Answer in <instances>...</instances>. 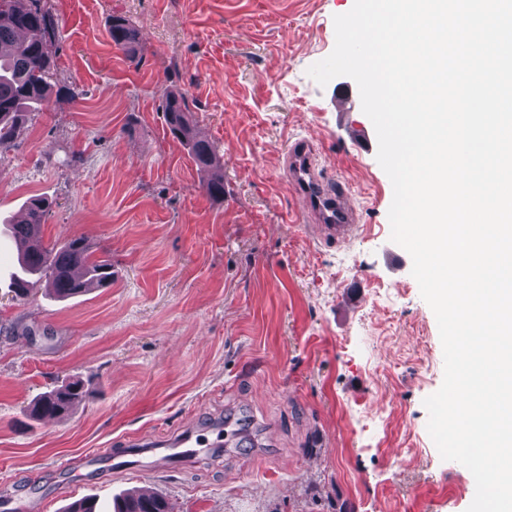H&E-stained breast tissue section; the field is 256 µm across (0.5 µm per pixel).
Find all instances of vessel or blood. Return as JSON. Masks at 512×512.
<instances>
[{
  "mask_svg": "<svg viewBox=\"0 0 512 512\" xmlns=\"http://www.w3.org/2000/svg\"><path fill=\"white\" fill-rule=\"evenodd\" d=\"M289 183L303 203V220L315 224L321 242L340 244L354 237L358 230L356 211L350 203V193L340 185L325 181L317 169L308 139L290 141L286 149ZM238 430L225 424L210 433L188 432L158 446L165 458H192L210 448L235 443Z\"/></svg>",
  "mask_w": 512,
  "mask_h": 512,
  "instance_id": "vessel-or-blood-1",
  "label": "vessel or blood"
}]
</instances>
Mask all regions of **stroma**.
<instances>
[{
	"label": "stroma",
	"mask_w": 512,
	"mask_h": 512,
	"mask_svg": "<svg viewBox=\"0 0 512 512\" xmlns=\"http://www.w3.org/2000/svg\"><path fill=\"white\" fill-rule=\"evenodd\" d=\"M354 0H54L56 93L0 144V219L50 201L45 246L81 237L112 285L15 300L0 283V501L66 512L150 486L170 512H466L470 471L442 460L426 397L444 377L439 328L391 239L392 183L348 77L307 73L335 46ZM138 29L135 59L112 17ZM184 93L223 160L211 199L159 108ZM308 138L326 179L349 185L360 224L338 246L299 222L283 166ZM90 390L63 419L32 399ZM232 421L237 444L129 473L104 464L125 441L154 446ZM71 463L62 471L60 459ZM109 37L113 45L121 50L127 57H134L140 46L138 30L122 17L112 19L108 29Z\"/></svg>",
	"instance_id": "stroma-1"
}]
</instances>
